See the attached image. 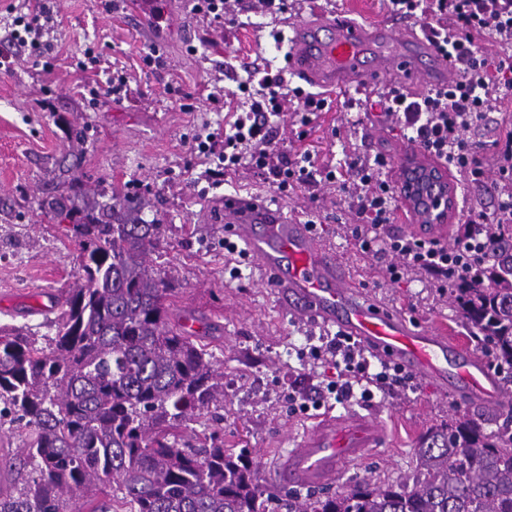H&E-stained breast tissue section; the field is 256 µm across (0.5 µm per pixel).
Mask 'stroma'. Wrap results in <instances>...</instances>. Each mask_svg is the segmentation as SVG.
Masks as SVG:
<instances>
[{
    "label": "stroma",
    "mask_w": 512,
    "mask_h": 512,
    "mask_svg": "<svg viewBox=\"0 0 512 512\" xmlns=\"http://www.w3.org/2000/svg\"><path fill=\"white\" fill-rule=\"evenodd\" d=\"M50 5L54 29L43 39L42 58L52 71L36 66L26 47L17 48L14 70L0 71V325L39 327L49 315L51 296L72 287L78 276L72 231L52 220L46 202L73 195L59 164L79 157L78 174L94 193H137L146 219L164 224L165 241L153 260L172 277V322L196 320L198 343L224 372V445L246 451L263 489L288 494V487L272 482L273 466L286 435L303 431L327 411H342L327 390L336 369L312 353L323 325L284 308L275 291L262 285L249 256L225 250L223 225L209 221L215 197H271L274 189L246 169L218 186L200 181L205 164L190 156L188 143L224 123V109L207 99L211 79L221 78L228 91L249 83L256 95L261 87L251 79L252 63L272 75L284 71L287 48L274 31L288 32L292 23L318 11L352 14L367 28L394 23L419 36L435 20L421 13L393 14L386 0H288L278 15L245 10L218 30L194 13L193 0H153L155 20L149 24L140 17L139 0H50ZM88 51L97 63L79 70ZM116 71L128 79V97L120 103L105 95ZM327 95L329 110L316 114L304 138L293 133V112L275 120L272 134L288 156L309 154L320 169L337 167L353 154H381L396 162L410 130L371 93L336 87ZM45 98L52 111L40 108ZM501 118L488 113L467 135L486 177L479 184L457 177L459 212L496 211L500 180L491 143ZM75 126L85 130L77 147L67 135ZM279 202L288 213L316 221L318 234L364 294L413 325L447 326L481 351L480 338L461 320L453 296L438 295L432 276L390 281V255L359 251L348 229L356 217L338 186L323 181ZM352 408L378 415L388 428L389 445L350 465L336 484L340 491L363 478L387 481L410 473L415 450L433 427L480 414L486 431L494 432L503 420H512L510 408L463 405L441 397L423 380L412 391L376 388L372 400Z\"/></svg>",
    "instance_id": "35a3bbf8"
}]
</instances>
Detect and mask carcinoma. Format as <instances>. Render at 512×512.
I'll use <instances>...</instances> for the list:
<instances>
[{
  "label": "carcinoma",
  "instance_id": "cac0c4a2",
  "mask_svg": "<svg viewBox=\"0 0 512 512\" xmlns=\"http://www.w3.org/2000/svg\"><path fill=\"white\" fill-rule=\"evenodd\" d=\"M78 243L76 287L53 298L48 345L28 326L0 325V427L20 440L14 492L0 512H512V438L464 416L416 450L417 472L364 478L334 495L281 498L243 455L190 427L224 407V372L205 346L170 327L168 270L150 256L163 225L133 197L48 203ZM493 265L454 300L499 368L512 372V225L487 228Z\"/></svg>",
  "mask_w": 512,
  "mask_h": 512
}]
</instances>
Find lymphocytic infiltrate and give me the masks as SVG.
Segmentation results:
<instances>
[{"instance_id":"f902f5d3","label":"lymphocytic infiltrate","mask_w":512,"mask_h":512,"mask_svg":"<svg viewBox=\"0 0 512 512\" xmlns=\"http://www.w3.org/2000/svg\"><path fill=\"white\" fill-rule=\"evenodd\" d=\"M393 12L413 15L431 13L435 27L427 37L447 57L463 68L459 79L450 85L411 97L399 88H388L381 97L391 112L414 133V141L424 151L444 156L449 168L480 182L485 174L481 159L465 139L466 131L478 126L486 112L499 110L503 100L512 98V59L499 58L495 72H488V58L479 44L485 33H492L496 44H512V0H388ZM53 23L49 7L38 6L29 14L17 16L12 41L22 47L40 49L42 37ZM263 91L251 98L246 110L234 120L205 137L196 138L191 152L203 155L213 168L210 180L248 166L264 175L279 193L305 188L315 183L309 155L286 158L269 134L272 117L278 116L284 98V79L263 76ZM504 197L495 216L470 210L465 227L453 247L408 234L388 230L395 207L392 184L385 174L384 156L356 158L349 167L363 186L354 202L358 218L351 236L365 253H388L394 261L388 268L391 280L405 272L432 275L440 292L461 288L472 278L474 261L488 262L483 235L488 224L512 223V128L499 133L493 143ZM323 352L333 358L338 378L332 390L340 403L370 398L375 385L389 384L410 388L412 376L403 368L386 363L371 371L365 348L354 338L342 334L325 341Z\"/></svg>"}]
</instances>
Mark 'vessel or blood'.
I'll return each instance as SVG.
<instances>
[{
	"instance_id": "1",
	"label": "vessel or blood",
	"mask_w": 512,
	"mask_h": 512,
	"mask_svg": "<svg viewBox=\"0 0 512 512\" xmlns=\"http://www.w3.org/2000/svg\"><path fill=\"white\" fill-rule=\"evenodd\" d=\"M287 69L313 88L350 85L375 90L437 89L455 68L428 40L393 25L365 29L344 17L318 13L295 23L288 36ZM392 183L406 222L444 241V205L456 185L447 162L420 149L404 150ZM211 221L242 243L258 264L261 280L274 288L296 316L339 327L380 359L429 380L441 392L463 395L490 408L512 401L482 358L460 336L445 329H421L355 289L345 266L311 225L288 216L283 207L259 196L228 195ZM387 432L373 414H325L303 433L291 436L274 469L278 484L297 488L335 485L348 464L383 447Z\"/></svg>"
}]
</instances>
